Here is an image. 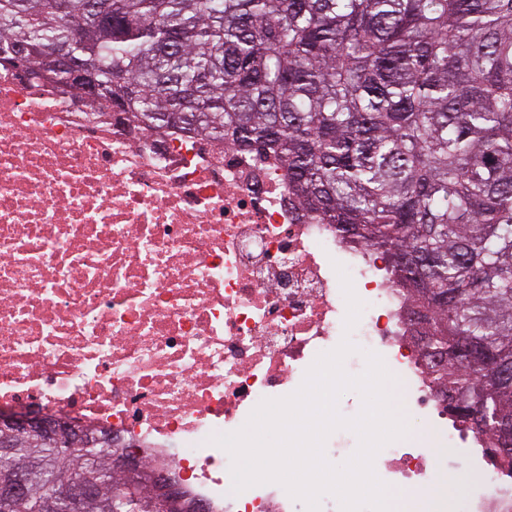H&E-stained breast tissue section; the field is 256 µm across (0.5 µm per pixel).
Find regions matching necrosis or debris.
I'll use <instances>...</instances> for the list:
<instances>
[{
	"label": "necrosis or debris",
	"mask_w": 512,
	"mask_h": 512,
	"mask_svg": "<svg viewBox=\"0 0 512 512\" xmlns=\"http://www.w3.org/2000/svg\"><path fill=\"white\" fill-rule=\"evenodd\" d=\"M340 265L364 305L349 331ZM411 309L385 256L306 212L274 161L0 66V409L131 446L204 512H290L276 483L226 495L210 438L347 336L349 366L380 355L428 422L378 462L424 499L432 449L494 443L449 426Z\"/></svg>",
	"instance_id": "1"
}]
</instances>
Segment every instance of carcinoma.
I'll return each instance as SVG.
<instances>
[{
  "instance_id": "cac0c4a2",
  "label": "carcinoma",
  "mask_w": 512,
  "mask_h": 512,
  "mask_svg": "<svg viewBox=\"0 0 512 512\" xmlns=\"http://www.w3.org/2000/svg\"><path fill=\"white\" fill-rule=\"evenodd\" d=\"M26 47L15 56V48ZM97 68L96 98L150 129L200 132L271 158L309 213L383 251L426 321L435 380L495 440L512 475V0H0V66L43 53ZM0 477L31 493L0 512H67L61 477L92 478L82 512H163L113 466L112 442L13 435Z\"/></svg>"
}]
</instances>
